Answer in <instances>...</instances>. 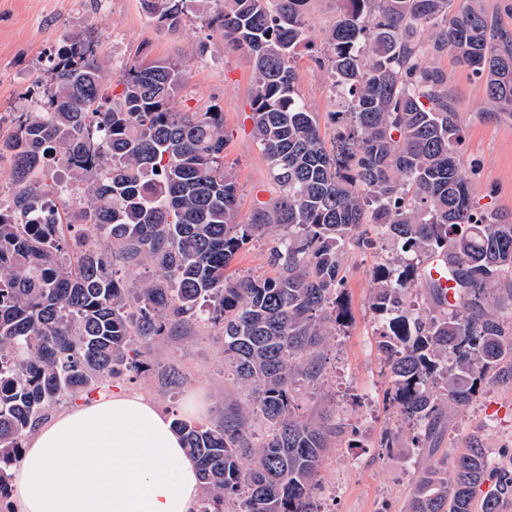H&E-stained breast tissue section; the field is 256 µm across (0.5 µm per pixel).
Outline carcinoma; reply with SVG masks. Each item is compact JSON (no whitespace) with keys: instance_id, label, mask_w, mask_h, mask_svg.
Segmentation results:
<instances>
[{"instance_id":"1","label":"carcinoma","mask_w":512,"mask_h":512,"mask_svg":"<svg viewBox=\"0 0 512 512\" xmlns=\"http://www.w3.org/2000/svg\"><path fill=\"white\" fill-rule=\"evenodd\" d=\"M209 19L254 64L253 137L278 188L271 208L240 220L237 178L224 167V113L179 112L182 60L126 67L105 104L94 42L71 35L52 59L36 112L0 134L15 190L0 204V500L25 439L63 399L139 368L171 322L206 323L247 403L204 426L174 420L199 466V512H316L314 491L344 423L295 412L300 381L322 376L321 346L345 311V251L373 245L362 224L394 242L402 265L373 275L371 308L390 393L420 447L445 408L467 406L487 381L512 383V216L475 207L460 164L459 113L448 76L426 59L453 52L512 112V39L475 0H344L324 36L343 109L325 145L296 88L292 61L309 41V0H222ZM171 32L185 0H143ZM438 28L427 42L425 27ZM62 161L85 206L62 207ZM279 230L276 275L228 281L250 239ZM460 232H455V229ZM441 255L456 304L424 282L417 310L413 257ZM154 267L145 279L140 269ZM258 413L268 431L254 441ZM512 466L493 465L479 436L421 476L407 512H502Z\"/></svg>"}]
</instances>
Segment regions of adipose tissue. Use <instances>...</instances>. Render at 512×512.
I'll return each instance as SVG.
<instances>
[{
  "instance_id": "adipose-tissue-1",
  "label": "adipose tissue",
  "mask_w": 512,
  "mask_h": 512,
  "mask_svg": "<svg viewBox=\"0 0 512 512\" xmlns=\"http://www.w3.org/2000/svg\"><path fill=\"white\" fill-rule=\"evenodd\" d=\"M198 468L171 418L127 389L77 397L13 469L9 512H198Z\"/></svg>"
}]
</instances>
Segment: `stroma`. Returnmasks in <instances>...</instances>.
<instances>
[{"mask_svg": "<svg viewBox=\"0 0 512 512\" xmlns=\"http://www.w3.org/2000/svg\"><path fill=\"white\" fill-rule=\"evenodd\" d=\"M342 0H310V42L294 60L296 87L316 112L321 135L332 140L330 118L336 106L329 74L319 60L326 52L325 31L342 9ZM84 32L97 45V60L107 74L105 96L121 93L125 67L136 61L186 58L188 81L175 100L178 109L203 112L219 106L224 114V163L237 176L240 215L275 195L265 157L252 136L255 80L247 51L225 48L206 16L189 11L177 33L147 12L141 0H0V128L37 109V88L45 87L50 59L63 39ZM431 68L448 76V89L459 110L460 160L479 209L512 213V112L499 111L485 84L446 53L429 58ZM276 233L253 239L228 267V278L265 276ZM398 252L385 240L344 256L342 290L348 316L322 347L323 374L315 386L299 391L297 414L317 418L336 414L349 428L337 436L324 457L321 487L329 512H406L422 468L450 460L469 438L480 436L492 459L512 450V385H487L468 406L453 410L424 440L428 453L411 454L412 429L389 394V378L378 349L380 322L370 306L372 272ZM141 372L114 376L117 384L137 388L161 410L177 414L183 397L200 391L208 402L201 421L223 422L224 414L244 403L247 391L235 384L224 365V345L215 328L196 321L167 327L155 337Z\"/></svg>", "mask_w": 512, "mask_h": 512, "instance_id": "1", "label": "stroma"}]
</instances>
